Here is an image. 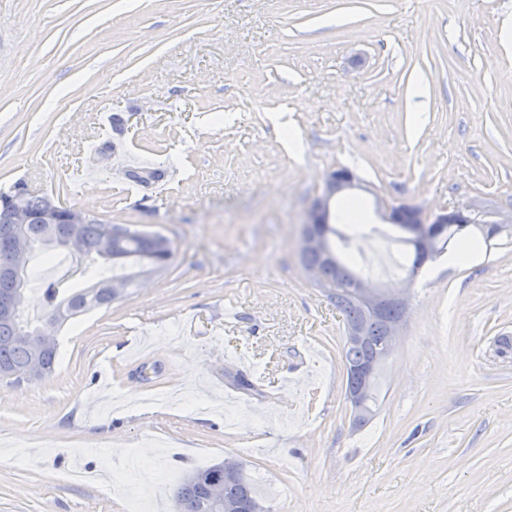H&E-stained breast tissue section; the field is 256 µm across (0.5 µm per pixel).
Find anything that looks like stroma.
<instances>
[{"label": "stroma", "mask_w": 512, "mask_h": 512, "mask_svg": "<svg viewBox=\"0 0 512 512\" xmlns=\"http://www.w3.org/2000/svg\"><path fill=\"white\" fill-rule=\"evenodd\" d=\"M508 24L512 0H0V190L176 251L66 327L51 373L0 378V512H175L182 474L228 456L270 512H512V233L425 263L360 429L298 250L340 168L359 184L330 215L385 231L358 258L384 288L405 276L388 206L512 213ZM129 165L174 177L136 196ZM66 257L32 255L34 322Z\"/></svg>", "instance_id": "35a3bbf8"}]
</instances>
